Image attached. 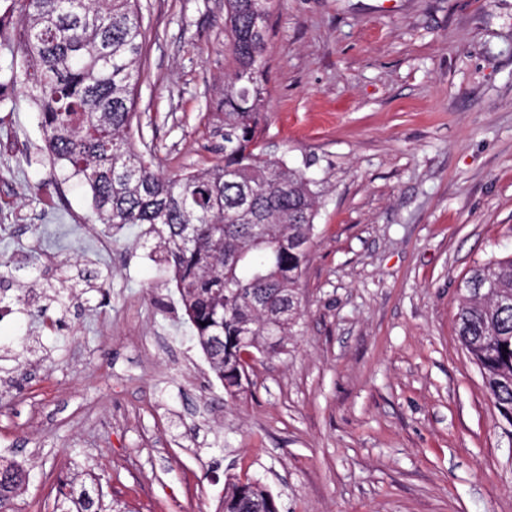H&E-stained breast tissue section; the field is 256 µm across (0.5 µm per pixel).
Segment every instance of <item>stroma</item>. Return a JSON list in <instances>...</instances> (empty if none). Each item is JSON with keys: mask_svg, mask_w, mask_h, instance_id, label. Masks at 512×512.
I'll return each mask as SVG.
<instances>
[{"mask_svg": "<svg viewBox=\"0 0 512 512\" xmlns=\"http://www.w3.org/2000/svg\"><path fill=\"white\" fill-rule=\"evenodd\" d=\"M138 6L137 147L170 176L221 163L224 0ZM269 26L260 148L320 197L299 331L233 399L157 238L95 223L0 42V458L28 474L14 512H57L59 476L85 470L125 512H221L232 476L280 512H512V425L456 331L464 276L512 254V0H274Z\"/></svg>", "mask_w": 512, "mask_h": 512, "instance_id": "stroma-1", "label": "stroma"}]
</instances>
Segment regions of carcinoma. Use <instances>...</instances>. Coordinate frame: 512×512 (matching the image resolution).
<instances>
[{"label": "carcinoma", "instance_id": "obj_1", "mask_svg": "<svg viewBox=\"0 0 512 512\" xmlns=\"http://www.w3.org/2000/svg\"><path fill=\"white\" fill-rule=\"evenodd\" d=\"M273 0H224L232 71L224 80V154L208 169L166 176L136 147L135 88L145 31L137 0H14L17 51L56 161L92 192L96 221L147 224L173 273L193 337L235 397L250 341L285 352L301 317L298 293L318 213L317 182L258 151L267 99ZM458 308L460 343L487 394L512 424V255L478 265ZM24 470L0 461V510H11ZM60 512H103L102 487L59 479ZM270 492L231 477L224 512H246Z\"/></svg>", "mask_w": 512, "mask_h": 512}]
</instances>
